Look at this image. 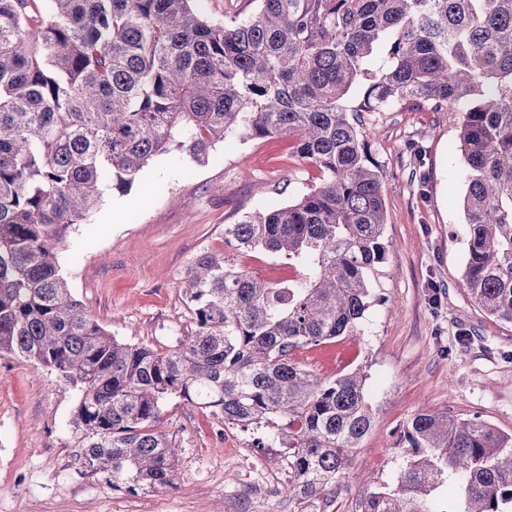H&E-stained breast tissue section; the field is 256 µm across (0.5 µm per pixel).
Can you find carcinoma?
<instances>
[{
  "instance_id": "carcinoma-1",
  "label": "carcinoma",
  "mask_w": 512,
  "mask_h": 512,
  "mask_svg": "<svg viewBox=\"0 0 512 512\" xmlns=\"http://www.w3.org/2000/svg\"><path fill=\"white\" fill-rule=\"evenodd\" d=\"M194 0H0V351L79 394L83 466L129 493L174 486L164 404L273 425L288 500L331 512L375 411L361 371L322 378L295 351L348 336L387 260L384 171L366 112L463 107L462 280L512 324V0H256L213 23ZM286 136L320 184L224 225V243L299 268L270 284L203 251L182 288L192 336L118 341L71 293L69 229L171 146ZM396 485L355 512H512V432L422 408Z\"/></svg>"
}]
</instances>
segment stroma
Instances as JSON below:
<instances>
[{
	"label": "stroma",
	"instance_id": "obj_1",
	"mask_svg": "<svg viewBox=\"0 0 512 512\" xmlns=\"http://www.w3.org/2000/svg\"><path fill=\"white\" fill-rule=\"evenodd\" d=\"M365 120L384 168L388 259L357 332L296 355L325 378L357 368L367 375L375 423L343 472L342 512H354L366 477L395 484L406 460L403 426L420 409L477 415L512 432V324L487 317L461 280L460 115L404 110ZM318 183L284 137L230 138L202 162L172 149L129 186L103 184L100 206L72 227L59 254L62 273L112 336L166 351L194 330L179 280L200 252L226 253L269 283L292 276L287 261L263 251H227L224 227ZM216 184L223 192H213ZM75 405L74 387L57 373L0 351V512H291L288 453L273 427L243 429L170 400L162 429L175 443L177 486L130 495L83 467L68 426ZM251 472L262 482L246 494L240 482Z\"/></svg>",
	"mask_w": 512,
	"mask_h": 512
}]
</instances>
